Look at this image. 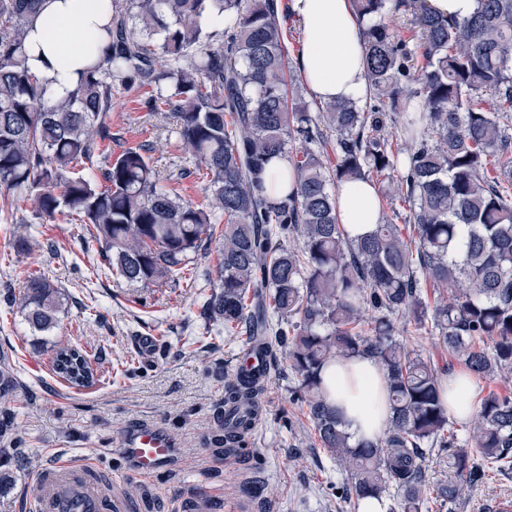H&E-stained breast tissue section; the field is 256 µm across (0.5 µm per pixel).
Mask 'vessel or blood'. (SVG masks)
<instances>
[{
    "label": "vessel or blood",
    "mask_w": 512,
    "mask_h": 512,
    "mask_svg": "<svg viewBox=\"0 0 512 512\" xmlns=\"http://www.w3.org/2000/svg\"><path fill=\"white\" fill-rule=\"evenodd\" d=\"M132 475L150 480L174 455L171 440L157 425H142L121 442ZM147 502H131L122 489L102 492L88 460H54L35 478L26 499L28 512H146Z\"/></svg>",
    "instance_id": "obj_1"
}]
</instances>
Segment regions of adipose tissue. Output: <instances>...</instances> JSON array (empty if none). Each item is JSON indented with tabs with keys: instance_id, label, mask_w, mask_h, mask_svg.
I'll list each match as a JSON object with an SVG mask.
<instances>
[{
	"instance_id": "obj_1",
	"label": "adipose tissue",
	"mask_w": 512,
	"mask_h": 512,
	"mask_svg": "<svg viewBox=\"0 0 512 512\" xmlns=\"http://www.w3.org/2000/svg\"><path fill=\"white\" fill-rule=\"evenodd\" d=\"M302 26L298 65L310 94L326 103L362 96L367 89L365 48L350 0H288ZM109 0H43L27 32L28 65L58 98L80 83L90 58L87 40L109 21ZM338 218L350 236L372 233L382 220L374 187L367 181L341 184ZM339 417L356 439L375 441L389 420L387 389L378 363L361 355L336 361L323 374ZM448 412L467 421L481 400L478 379L461 368L445 381Z\"/></svg>"
}]
</instances>
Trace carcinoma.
I'll list each match as a JSON object with an SVG mask.
<instances>
[{"label": "carcinoma", "instance_id": "carcinoma-1", "mask_svg": "<svg viewBox=\"0 0 512 512\" xmlns=\"http://www.w3.org/2000/svg\"><path fill=\"white\" fill-rule=\"evenodd\" d=\"M102 54L77 88L58 100L28 67L26 26L41 0H0V193L25 197L40 217L79 216L103 265L130 285L167 286L191 271L217 241L216 282L204 314L218 328L273 354L288 347L295 390L322 448L348 471L360 501L395 490L397 512H423L424 448L458 442L441 374L409 352L395 326L404 315L481 378L512 376V196L486 169L507 157L501 125L512 112V0H476L450 19L427 0H395L411 12L414 49L388 20L389 0H350L365 46L375 103H327L314 116L288 91V46L276 0H110ZM224 17V48L203 22ZM168 66L155 68L158 55ZM150 89L153 113L168 112L206 181V204L168 188L149 148L113 158L100 141L112 90ZM498 109L486 108L487 98ZM402 119L404 147L384 135ZM336 133L325 138L321 127ZM315 142L318 150L293 141ZM103 157L104 165L94 164ZM274 159L290 169L276 198L265 186ZM390 174L387 192L409 207V233L388 218L351 239L339 224L336 192L347 180ZM224 228L217 231L218 220ZM290 236L296 245L286 246ZM437 293L434 305L424 289ZM62 293L41 272L28 274L21 304L38 331L57 326ZM372 310L371 327L363 329ZM372 355L387 385L390 421L375 442L354 440L336 415L323 371L337 359ZM53 370L76 387L94 380L82 352L63 347ZM263 377L248 371L224 390V419L208 443L237 451L254 430ZM449 465L459 479L438 488L455 503L486 465L512 471V398H482L470 433Z\"/></svg>", "mask_w": 512, "mask_h": 512}]
</instances>
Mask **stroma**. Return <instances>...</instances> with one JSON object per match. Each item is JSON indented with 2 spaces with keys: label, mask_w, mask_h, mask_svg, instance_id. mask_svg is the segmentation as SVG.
Listing matches in <instances>:
<instances>
[{
  "label": "stroma",
  "mask_w": 512,
  "mask_h": 512,
  "mask_svg": "<svg viewBox=\"0 0 512 512\" xmlns=\"http://www.w3.org/2000/svg\"><path fill=\"white\" fill-rule=\"evenodd\" d=\"M105 123L109 152L148 144L159 175L186 200L203 202V183L172 119L150 114L143 89L132 84L115 91ZM21 238L30 244L22 255ZM100 262L97 244L72 217L41 218L20 198L0 208V352L10 359L14 382L0 400V416L11 418L0 440V512H24L22 493L54 457L99 463L136 500L148 487L163 504L192 491L194 512H233L243 501L253 503V512H354L347 473L321 448L305 406L294 399L299 377L284 351L275 354L247 451L225 456L207 438L224 411V387L245 350L242 339L210 329L192 280L132 286ZM34 270L64 295L59 322L45 333L31 328L16 302ZM395 325L408 350L436 366L459 368L428 331L401 315ZM140 336L156 339L151 360L134 349ZM67 344L88 355L97 373L91 387H68L54 374L55 352ZM141 422L163 426L178 449L176 460L147 483L130 474L120 452L124 434ZM450 454L435 448L422 460L431 488L427 512H496L498 502L512 501V476L490 469L468 498L442 502L436 489L454 477Z\"/></svg>",
  "instance_id": "35a3bbf8"
}]
</instances>
